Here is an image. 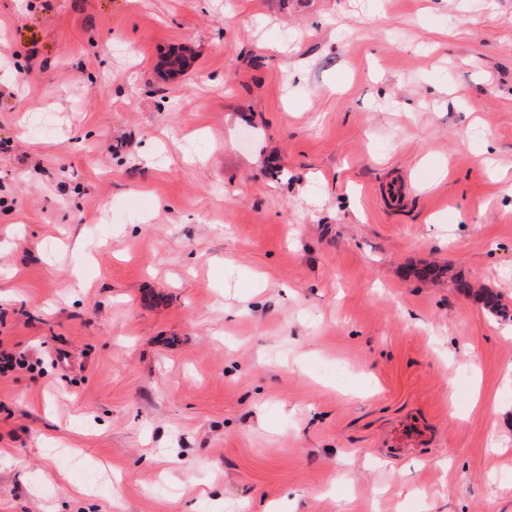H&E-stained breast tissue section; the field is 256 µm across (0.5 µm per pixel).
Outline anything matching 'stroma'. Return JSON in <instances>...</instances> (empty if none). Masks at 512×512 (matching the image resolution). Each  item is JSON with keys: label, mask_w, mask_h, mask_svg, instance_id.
<instances>
[{"label": "stroma", "mask_w": 512, "mask_h": 512, "mask_svg": "<svg viewBox=\"0 0 512 512\" xmlns=\"http://www.w3.org/2000/svg\"><path fill=\"white\" fill-rule=\"evenodd\" d=\"M511 179L512 0H0V512H512Z\"/></svg>", "instance_id": "35a3bbf8"}]
</instances>
